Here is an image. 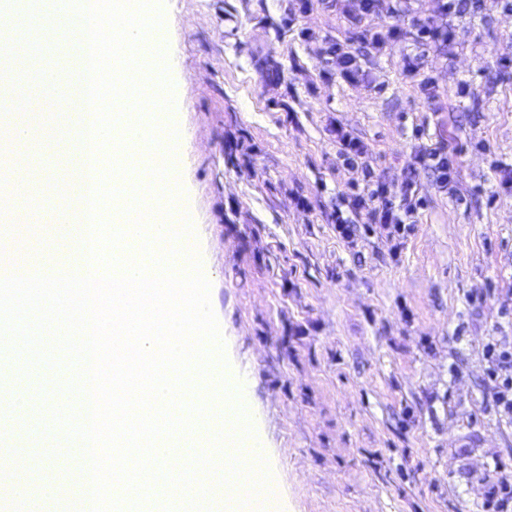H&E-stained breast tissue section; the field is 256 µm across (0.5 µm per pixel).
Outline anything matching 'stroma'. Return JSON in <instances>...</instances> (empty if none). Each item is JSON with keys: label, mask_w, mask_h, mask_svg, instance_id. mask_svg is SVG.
<instances>
[{"label": "stroma", "mask_w": 512, "mask_h": 512, "mask_svg": "<svg viewBox=\"0 0 512 512\" xmlns=\"http://www.w3.org/2000/svg\"><path fill=\"white\" fill-rule=\"evenodd\" d=\"M421 20L454 40H422ZM384 27L395 33L378 50L370 35ZM164 30L183 211L284 512H481L490 485L512 478V421L483 353L492 337L512 343V0L452 13L441 0H381L369 15L355 0H165ZM27 37L79 86L48 31ZM338 42L359 61L354 81L328 53ZM70 109L53 102L26 152L52 179L77 178L62 159ZM340 128L366 144L363 164L344 165ZM439 144L451 192L417 162ZM410 173L420 206L404 237L353 208L370 177L402 206ZM72 376L33 367L31 406L8 425L59 438L41 405H79L58 389ZM27 452L54 489L0 512H64L81 446Z\"/></svg>", "instance_id": "1"}]
</instances>
